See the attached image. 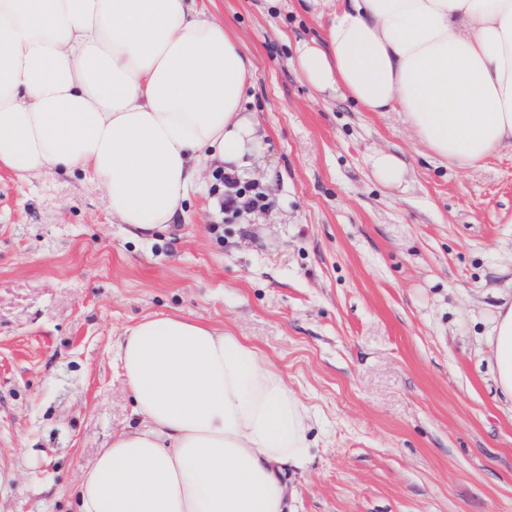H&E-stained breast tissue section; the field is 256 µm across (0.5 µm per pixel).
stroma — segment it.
Segmentation results:
<instances>
[{"label": "stroma", "instance_id": "1", "mask_svg": "<svg viewBox=\"0 0 512 512\" xmlns=\"http://www.w3.org/2000/svg\"><path fill=\"white\" fill-rule=\"evenodd\" d=\"M254 62L261 148L224 210L215 169L143 238L81 174L0 168V512H75L72 487L138 424L112 345L177 313L244 337L316 417L289 512H512V403L489 336L512 299V149L459 168L398 112L316 92L302 0H208ZM378 151L407 170L378 182Z\"/></svg>", "mask_w": 512, "mask_h": 512}]
</instances>
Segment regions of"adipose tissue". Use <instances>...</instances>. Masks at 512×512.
<instances>
[{"label": "adipose tissue", "instance_id": "1", "mask_svg": "<svg viewBox=\"0 0 512 512\" xmlns=\"http://www.w3.org/2000/svg\"><path fill=\"white\" fill-rule=\"evenodd\" d=\"M299 66L316 90L400 112L440 160L512 146V0H329ZM251 57L199 0H0V167L83 173L141 234L173 223L202 169L240 172L259 143L242 112ZM512 401V302L489 338ZM112 359L137 427L73 490L76 512H286L309 457V408L243 338L151 314Z\"/></svg>", "mask_w": 512, "mask_h": 512}]
</instances>
